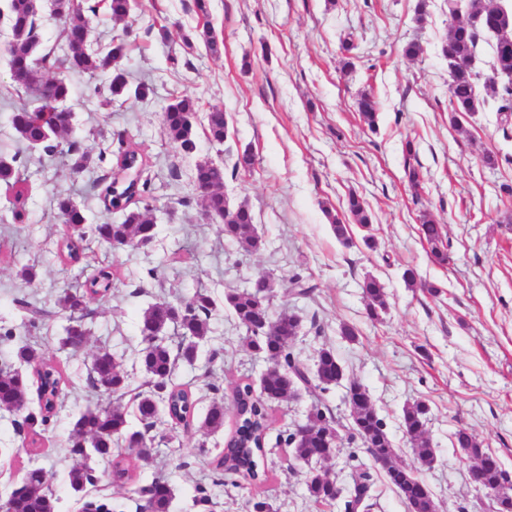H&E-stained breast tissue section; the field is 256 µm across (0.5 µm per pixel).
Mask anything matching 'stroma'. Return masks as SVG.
I'll use <instances>...</instances> for the list:
<instances>
[{
  "label": "stroma",
  "mask_w": 512,
  "mask_h": 512,
  "mask_svg": "<svg viewBox=\"0 0 512 512\" xmlns=\"http://www.w3.org/2000/svg\"><path fill=\"white\" fill-rule=\"evenodd\" d=\"M131 4L122 21L112 20L103 4L87 13L91 39L106 47L125 35L121 66L133 79L151 83L153 95L144 101L121 97L101 110L93 80L72 72L66 105L91 155L122 137L146 156L157 235L138 249L115 251L89 242V254L111 264L114 286L105 298L91 300V334L78 349L59 345L67 321L54 311L56 295L80 287L83 278L80 265L56 256L63 236L56 200L73 198L88 223L107 221L95 187L103 171L92 166L74 174L60 157L18 150L11 115L24 95L0 54V147L19 151L27 188L19 199L0 186V364L11 362L15 346L27 342L70 377L36 440L16 434L11 415L0 414V497L19 486L25 470L41 468L58 512H83L88 501L110 505L112 512H136L138 488L156 478L174 489L170 512H249L259 500L276 512H342L338 505H316L306 490L308 466L275 445L276 434L305 422L313 402L305 393L272 407L264 485L234 488L215 481L213 462L235 412L227 410L223 430L210 434L199 421L216 395L231 397L239 382L258 380L268 366L266 355L249 349L224 309V291L267 276L274 282L273 312L287 310L302 320L295 352L307 362L319 348L335 352L346 380L368 390L400 462L413 461L403 407L418 400L428 404L426 438L436 460L421 477L438 512H494L454 434L469 428L512 472V197L501 190L512 186V121H501L491 100L450 123L448 61L441 52L450 29L448 0H428L422 17L418 0H208L204 14L196 0ZM206 19L219 53L196 38ZM345 37L354 44L348 54L341 49ZM411 41L422 48L414 59L403 54ZM348 59L353 67L347 72ZM364 91L379 106L373 131L356 107ZM182 95L199 105L200 135L191 155L170 142L161 118L164 106ZM215 105L227 121L220 145L204 133ZM409 141L422 175L417 189L403 168ZM246 149L255 156L254 168L234 169ZM489 153L496 165L485 164ZM201 160L223 165L225 197L252 209L265 242L259 252L240 255L217 222L205 220L202 204L181 205V197L196 194L193 172ZM352 192L367 202L373 224H350L351 242L344 245L329 216L347 218ZM426 215L443 227L446 265L432 260L420 234ZM28 266L38 273L31 285L18 275ZM408 268L416 273L411 286L403 279ZM297 274L311 286L310 295H295ZM368 276L387 293L388 310L377 322L368 318L360 288ZM199 289L208 290L216 304L211 331L195 362L179 364L173 376L195 395V419L166 427L150 460L131 461L128 483H114L111 461L99 459L96 483L74 494L67 480L71 423L87 406L109 401L86 383L94 354L105 347L121 355L129 391L120 403L129 422H136L134 394L146 380L135 355L139 315L149 304L176 305ZM22 296L50 310V317L29 326L14 303ZM346 324L356 328V341L342 337ZM359 462L368 465L374 482L370 512H408L364 450L341 448L321 468L346 486ZM199 487L210 495L204 508L194 501Z\"/></svg>",
  "instance_id": "1"
}]
</instances>
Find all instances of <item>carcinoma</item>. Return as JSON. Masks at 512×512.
<instances>
[{
  "instance_id": "obj_1",
  "label": "carcinoma",
  "mask_w": 512,
  "mask_h": 512,
  "mask_svg": "<svg viewBox=\"0 0 512 512\" xmlns=\"http://www.w3.org/2000/svg\"><path fill=\"white\" fill-rule=\"evenodd\" d=\"M54 6L56 15L65 19L63 36L69 49L66 68L92 78L99 75L106 77L102 85L94 87L102 105L108 106L112 98L129 92L140 99H146L153 93L145 82L129 90L125 74L119 66L125 50L123 40H118L106 52L92 51L88 49L91 34L82 10L72 9L70 0H54ZM6 11L11 37L5 43L4 51L9 57L13 82L27 94L34 95L42 88L48 92L47 99L41 101L38 107L31 109L23 103L13 112V130L21 142L45 153H61L72 172H83L89 166L90 156L79 141L69 138L72 115L70 110L62 106L70 94V85L63 77H48V71L55 66L56 60L50 54L40 52L39 0H8ZM469 14L481 18L483 24L451 25L442 46L443 56L453 59L449 63L448 83V107L453 124L457 115L475 113L484 105L476 93L477 76L466 62L477 47L480 33L489 31L492 25L503 32L495 46L493 69L504 75H512V38L508 36L512 32V11L490 6L485 0H471ZM490 89L492 95L499 99L497 111L504 113L506 118L511 117L512 83L500 88L492 85ZM357 108L364 123L374 128L378 111L374 96L368 92L360 93ZM197 112L198 102L189 96L177 98L164 108L163 124L168 138L185 153L196 150ZM206 133L212 142H224L226 122L222 108L215 106L207 113ZM135 158L139 159L141 169H146L145 157L132 144L119 148L116 153L108 145L100 150L98 156L99 162H113L119 169L125 167L127 160ZM224 177V167L211 161L199 162L193 174L195 183L211 186L210 194L203 198L204 210L220 220L219 231L224 233V238L235 244L241 254H255L263 248L264 241L255 230L254 217L247 204L241 203L224 212ZM0 184L16 189L17 197L23 196L25 179L16 165V158L8 160L0 157ZM97 185L101 186L98 197L104 210L118 215L119 221L89 224L83 209L71 197L56 200L57 218L65 226L59 257L70 264H76L83 258L85 242L90 235L109 245L114 240H122L131 249L143 247L155 238L156 225L151 215L153 194L148 179L141 178L137 183H117L104 177ZM347 211L355 223L363 227L371 224V216L360 197L349 195ZM420 233L430 246L434 261L440 265L448 263L443 227L425 216ZM112 282V266L102 265L86 287L61 290L55 307L57 312L68 318V327L64 329L61 339L62 346H68L72 336L90 335L87 319L91 312L87 309L86 299L90 294L106 295L112 289ZM362 288L367 315L377 321L387 310L385 288L373 276L364 279ZM272 298V282L266 276L260 277L256 285L249 289L228 288L224 291V306L245 331L247 344L254 351L265 354L271 360V365L258 383L249 382L235 387L233 400L238 410L235 430L228 447L217 460L216 470L221 478L236 476L257 487L267 481L265 451L261 443L270 429L269 409L272 404L287 399L294 386L301 383L310 388L315 397L309 418L333 424L335 419L322 404L321 396L344 375L341 363L330 348H321L316 352L313 369L305 367V363L294 353V339L300 328L299 317L287 312L273 314ZM214 305L211 294L199 290L177 306L160 300L143 311L138 322L139 359L147 380L146 389L138 393L137 402L143 429H130L126 412L119 404L97 405L82 411L75 419L69 437L73 456L69 480L74 490H82L94 479L90 450H96L99 457L112 459V478L120 482L129 476V468L124 458L112 457V445L136 436L142 447L130 448L128 454L139 459L145 456L150 458L154 451L153 444L160 436L156 429L164 424L161 405L168 404L171 417L187 419L193 414L195 400L192 393L172 384L171 380L178 363L191 364L196 360L199 343L210 332L209 320ZM266 316L271 317L273 326L263 332L259 330L258 321ZM16 356L21 363L37 370V376L0 374V409H26L31 390H36L39 412L29 413L23 422L17 424L19 430L36 437L39 435L37 427L44 424L57 409V392L63 390L66 377L58 365L43 360L30 344L20 346ZM87 381L93 389L109 396H120L128 389L120 358L106 348L99 349L94 355ZM349 394L355 417L346 441H360L376 464L396 461L395 448L366 387L352 381ZM428 413L429 408L422 401L403 409V428L413 443L414 471L403 474L392 467L385 469L390 483L406 503L408 512H436L431 493L418 482L420 472L431 467L436 459L435 449L423 439ZM201 428L209 432L224 428V400L213 402ZM276 443L292 448L293 458L305 464L322 462L336 451L333 436L320 430L300 439L295 432L285 436L280 434ZM455 445L469 452L478 463L480 485L485 490H506V496L496 502V512H512V477L502 469L498 457L481 448L475 436L466 428L456 431ZM45 482L43 470L27 471L22 478L23 493L12 500H5L7 512H58L57 501L44 491ZM372 488L369 474L363 472L355 477L343 497L344 512H364L371 507L369 499ZM143 489L148 495L150 512H169L173 489L167 482L154 480ZM307 491L317 505L336 502L334 486L328 480V474L320 470L309 471Z\"/></svg>"
}]
</instances>
